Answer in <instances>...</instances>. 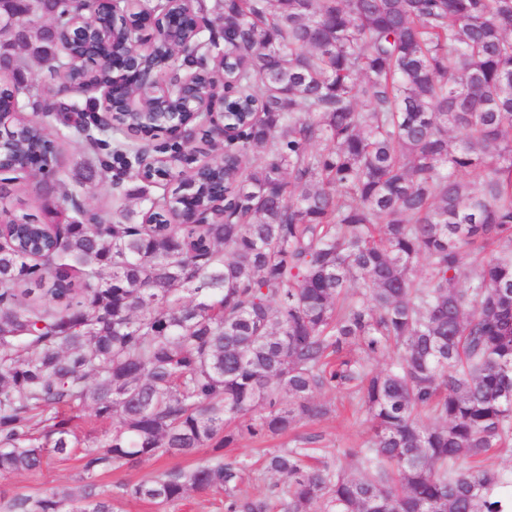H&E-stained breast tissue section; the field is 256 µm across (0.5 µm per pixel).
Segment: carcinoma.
I'll list each match as a JSON object with an SVG mask.
<instances>
[{
    "mask_svg": "<svg viewBox=\"0 0 512 512\" xmlns=\"http://www.w3.org/2000/svg\"><path fill=\"white\" fill-rule=\"evenodd\" d=\"M224 33L204 67L160 40L154 58L225 79L241 133L199 203L209 224H172L175 196L150 192L142 150L121 127L71 136L140 179L146 222L56 197L57 227L11 204L55 193L43 122L0 142V474L35 472L85 449L79 494L20 495L9 512H117L224 494V512H512V474L488 463L512 447V0H212ZM68 0H0V101L46 114L19 43L95 112L93 72L68 43ZM51 24L30 27L31 18ZM128 24L112 52L137 50ZM383 358L385 367L371 361ZM358 399L372 435L355 477L312 455L311 438L271 448L286 479L242 497L245 438L284 436L332 412L318 394ZM90 407L112 422L87 444ZM210 457L96 491L97 473L160 453Z\"/></svg>",
    "mask_w": 512,
    "mask_h": 512,
    "instance_id": "1",
    "label": "carcinoma"
}]
</instances>
